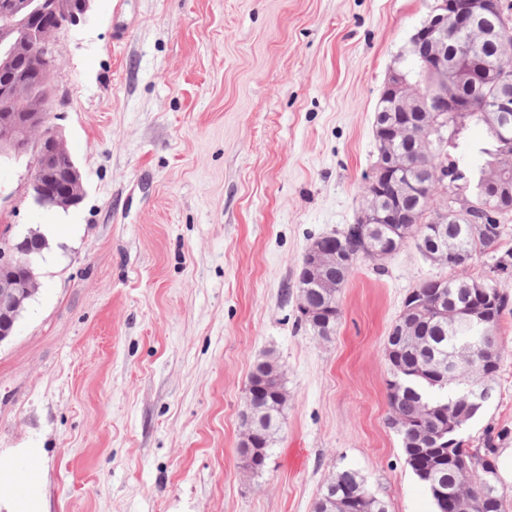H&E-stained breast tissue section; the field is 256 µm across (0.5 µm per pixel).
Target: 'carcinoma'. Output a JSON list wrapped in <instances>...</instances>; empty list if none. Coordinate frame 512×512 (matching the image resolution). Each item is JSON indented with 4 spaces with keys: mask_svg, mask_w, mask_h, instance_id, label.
<instances>
[{
    "mask_svg": "<svg viewBox=\"0 0 512 512\" xmlns=\"http://www.w3.org/2000/svg\"><path fill=\"white\" fill-rule=\"evenodd\" d=\"M450 60L463 62L478 57L490 66L512 67V38H491L473 43L461 33L448 42ZM37 74L29 71L26 59L20 58L11 70L0 69V83H31ZM494 90H484L482 97L468 112H450L439 126L433 149L417 162L418 177L428 183L420 203L409 207L416 222L402 229L404 240L418 250L442 239L439 249L461 251L473 258L482 253L493 254V265L512 263V250L498 252L501 234L490 237L482 232L480 210L484 199L479 193L485 168L497 160L494 131L483 118L484 106L493 97ZM484 129L485 136L474 140L470 131ZM448 171L450 191L473 205L471 217H463L456 224L430 223L432 206L440 203L435 194V174ZM344 248L353 256V262L369 258V253L390 243L392 228L385 224H349L335 233ZM300 306L318 307L324 302L323 289L314 282L298 281ZM417 290L426 300L441 302V309L424 316L401 313L389 329L386 345L388 378L386 385L394 387L388 394V426L401 440L405 462L413 475L427 491L443 487L449 497L482 498L484 512H505L506 496L495 485L486 489L478 482L465 484L460 475L458 460L465 455L495 460V436L488 433L481 448H466L463 441L454 440L449 431L448 362L458 345L474 336H486L487 347L495 348L493 355L479 351L472 354L473 363L484 364L489 379H494L500 367V345L497 340L499 322L508 308V299L494 285V280L474 278L465 274L444 279L440 284L428 280ZM473 304L481 305L489 314V323L478 326L463 320L459 310ZM257 373L277 384L276 393L286 395L280 366L271 359L254 363L248 381ZM281 401L268 402L266 416L257 428L265 443L264 454H269L274 436L280 430ZM485 402L467 398L456 404L465 417L473 422L482 413ZM314 512H387L384 501L369 491L364 477L357 471L344 468L328 477Z\"/></svg>",
    "mask_w": 512,
    "mask_h": 512,
    "instance_id": "cac0c4a2",
    "label": "carcinoma"
}]
</instances>
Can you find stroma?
Wrapping results in <instances>:
<instances>
[{
    "instance_id": "1",
    "label": "stroma",
    "mask_w": 512,
    "mask_h": 512,
    "mask_svg": "<svg viewBox=\"0 0 512 512\" xmlns=\"http://www.w3.org/2000/svg\"><path fill=\"white\" fill-rule=\"evenodd\" d=\"M432 0H93L53 35L46 111L85 185L36 207L0 164V226L80 225L0 344V452L47 512H314L364 476L388 512H434L387 424L384 343L406 294L450 270L406 246L358 261L334 335L300 327L312 239L357 223L388 73ZM483 413L512 448V311ZM288 391L262 474L243 472L253 364Z\"/></svg>"
}]
</instances>
